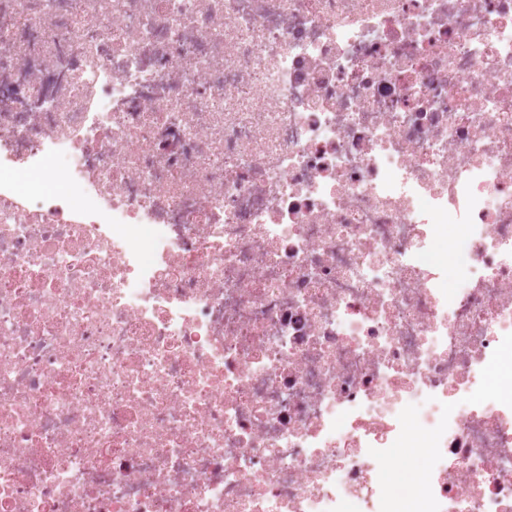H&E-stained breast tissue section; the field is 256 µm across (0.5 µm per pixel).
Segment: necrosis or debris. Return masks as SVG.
<instances>
[{"label":"necrosis or debris","instance_id":"necrosis-or-debris-1","mask_svg":"<svg viewBox=\"0 0 512 512\" xmlns=\"http://www.w3.org/2000/svg\"><path fill=\"white\" fill-rule=\"evenodd\" d=\"M508 360L512 0H0V512H512Z\"/></svg>","mask_w":512,"mask_h":512}]
</instances>
